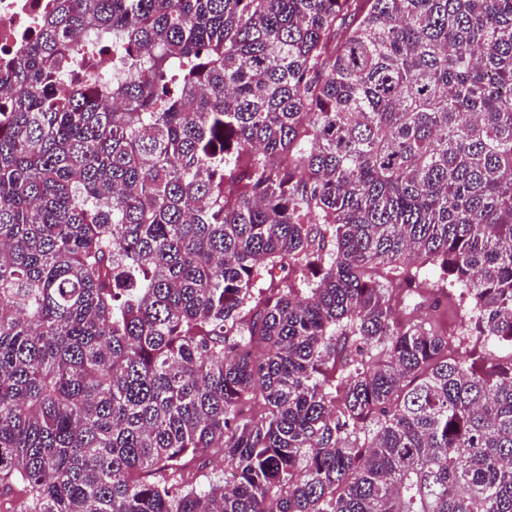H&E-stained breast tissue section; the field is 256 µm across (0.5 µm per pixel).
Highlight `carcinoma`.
Returning a JSON list of instances; mask_svg holds the SVG:
<instances>
[{"label": "carcinoma", "mask_w": 512, "mask_h": 512, "mask_svg": "<svg viewBox=\"0 0 512 512\" xmlns=\"http://www.w3.org/2000/svg\"><path fill=\"white\" fill-rule=\"evenodd\" d=\"M1 83L22 512H512V0H54ZM469 316L461 308L448 306V298L440 308V314L432 322L434 326L448 336V354L453 357L465 355L466 350L458 345L459 331L468 323ZM191 477H193L194 486L197 489H208L210 482H216L224 476V462L220 459H213L208 466L199 468L193 465L189 468Z\"/></svg>", "instance_id": "cac0c4a2"}]
</instances>
